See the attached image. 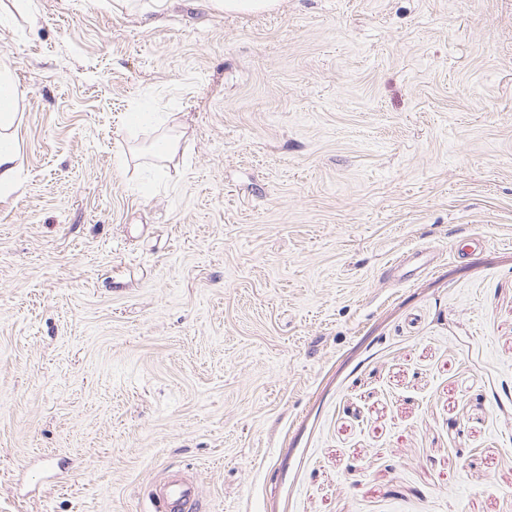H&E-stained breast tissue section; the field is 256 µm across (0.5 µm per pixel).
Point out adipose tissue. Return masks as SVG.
<instances>
[{"label": "adipose tissue", "instance_id": "ef3b65f1", "mask_svg": "<svg viewBox=\"0 0 512 512\" xmlns=\"http://www.w3.org/2000/svg\"><path fill=\"white\" fill-rule=\"evenodd\" d=\"M18 88L7 68H0V196L19 186L18 142L14 135Z\"/></svg>", "mask_w": 512, "mask_h": 512}]
</instances>
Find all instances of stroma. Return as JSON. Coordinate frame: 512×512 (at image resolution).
<instances>
[{"instance_id":"stroma-1","label":"stroma","mask_w":512,"mask_h":512,"mask_svg":"<svg viewBox=\"0 0 512 512\" xmlns=\"http://www.w3.org/2000/svg\"><path fill=\"white\" fill-rule=\"evenodd\" d=\"M144 2L0 0V512H512V0ZM225 13L269 12L276 9L278 0H211ZM18 88L11 72L0 68V196L20 187L17 167L18 142L14 135ZM148 512H198L201 492L185 472L170 469L145 493Z\"/></svg>"}]
</instances>
